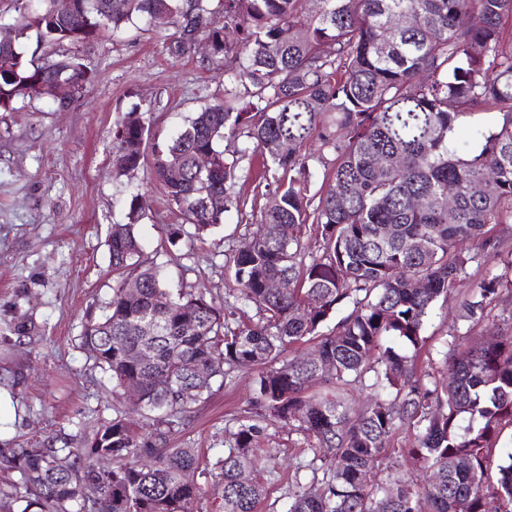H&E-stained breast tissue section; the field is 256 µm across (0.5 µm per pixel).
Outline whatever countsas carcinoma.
I'll use <instances>...</instances> for the list:
<instances>
[{
    "label": "carcinoma",
    "mask_w": 512,
    "mask_h": 512,
    "mask_svg": "<svg viewBox=\"0 0 512 512\" xmlns=\"http://www.w3.org/2000/svg\"><path fill=\"white\" fill-rule=\"evenodd\" d=\"M40 2L10 0L16 36L0 44V112L49 97L59 82L80 96L96 74L59 48L116 36L162 12L174 28L171 55L203 38L224 74V99L154 150L152 175L194 227L172 228V242L223 223L239 163L256 154L278 204L252 216L256 228L232 256L228 296L258 316L233 329L214 300L162 287L159 267L138 259L133 226L146 200L131 193L128 222L112 225L108 239L112 298L102 316L87 318L80 345L115 387L140 388L149 431L118 411L63 458L44 445L0 448V466L19 474L11 497L25 503L21 512H197L200 457L170 447L174 426L215 378L225 382L243 367L256 372L255 412L237 418L234 444L215 463L224 512H257L263 484L240 477L254 472L265 423L302 434L300 453L312 455L288 474L287 512H512V450L499 445L512 428V336L462 350L449 334L438 380L417 364L434 303L472 263L501 255L497 226L512 223V45L503 39L512 0ZM396 15L412 23L395 28ZM32 33L31 50L24 41ZM490 111L493 124L472 123ZM134 114L112 126L117 178L144 161L148 132L129 121ZM466 125L476 147L462 152L457 132ZM226 140L241 143L229 157ZM202 154L211 158L205 169ZM329 155L313 191L308 161ZM476 183L486 191L472 192ZM417 198L423 205L414 206ZM387 224L395 228L388 239ZM309 231L314 253L303 243ZM416 238L426 252L408 248ZM277 278L292 285L288 293L269 291ZM506 291L511 280L483 276L460 319L479 321ZM344 307L349 313L338 316ZM309 341L321 359L277 363ZM356 387L371 396L351 414L346 400ZM404 429L415 432L422 474L375 483L376 469L393 467L388 448ZM89 484L105 509L82 499Z\"/></svg>",
    "instance_id": "cac0c4a2"
}]
</instances>
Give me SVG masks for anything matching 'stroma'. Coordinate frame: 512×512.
<instances>
[{"label":"stroma","instance_id":"1","mask_svg":"<svg viewBox=\"0 0 512 512\" xmlns=\"http://www.w3.org/2000/svg\"><path fill=\"white\" fill-rule=\"evenodd\" d=\"M166 28L129 27L76 45L97 79L66 109L33 99L19 112H0V441L20 448L49 442L79 447L84 427L121 411L139 414L80 346L85 312L104 306L114 279L107 247L112 225L127 221L131 192L148 207L134 228L140 259L161 265L164 285L220 304L231 324L256 310L227 301L233 287L228 260L252 227L237 209L203 238L171 243L168 230L183 213L149 177L155 146L177 137L195 112L224 96V78L198 46L175 58ZM138 109L150 133L144 165L112 176V123ZM33 321L34 339L11 337L10 327ZM255 372H237L233 383L214 381L176 426L171 444L199 449L205 468L198 512H223L224 484L214 467L223 455L235 416L246 410ZM302 435L276 424L257 441L258 469L266 495L260 512H285L288 470L297 463Z\"/></svg>","mask_w":512,"mask_h":512}]
</instances>
